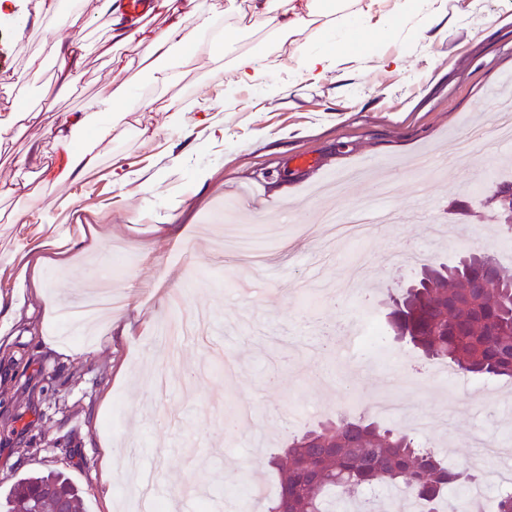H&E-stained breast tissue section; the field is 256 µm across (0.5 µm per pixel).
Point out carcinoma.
<instances>
[{
  "label": "carcinoma",
  "instance_id": "cac0c4a2",
  "mask_svg": "<svg viewBox=\"0 0 512 512\" xmlns=\"http://www.w3.org/2000/svg\"><path fill=\"white\" fill-rule=\"evenodd\" d=\"M512 273L491 254L464 271L431 267L427 285L394 303L391 327L423 357L448 362L462 375L512 378ZM279 474L277 494L255 493L250 512H331L335 498H356L375 486L397 488L426 503L474 480L448 467L409 434L362 416L294 435L269 456ZM83 512L79 488L60 472L21 475L0 498V512H55L60 502Z\"/></svg>",
  "mask_w": 512,
  "mask_h": 512
}]
</instances>
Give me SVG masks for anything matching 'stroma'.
I'll return each mask as SVG.
<instances>
[{"label": "stroma", "instance_id": "obj_1", "mask_svg": "<svg viewBox=\"0 0 512 512\" xmlns=\"http://www.w3.org/2000/svg\"><path fill=\"white\" fill-rule=\"evenodd\" d=\"M29 2L0 15V77L26 84L18 95L0 84V114L17 104L83 111L118 74L98 50L111 34L101 0H79L93 20L82 34L90 52L81 81L58 100L57 61L36 74L25 69L45 24ZM362 42L363 52L319 84L280 56L248 86L206 66L169 90L142 87L155 99L145 116L150 134L118 125L98 168L78 181L44 179L41 167L57 172L63 161L42 126L11 132L0 184H28L29 194L0 196V257L40 239L48 224L73 246L42 264L41 297L15 287L0 264V292L15 296L20 313L0 322L1 494L21 474L55 470L81 488L84 512H130L133 458L152 473V493L169 512H246L250 486L277 491L266 464L273 448L336 419L344 388L361 396L358 412H371L397 377L403 416L384 424L448 419L420 437L423 447L464 465L479 453L472 431L512 443V380L499 383L506 403L486 412L471 408L470 389L449 396L429 360L394 333L351 364L331 337L368 312L388 322L392 296L422 261L467 255L476 239L498 254L505 232L479 227L473 213L496 178L512 180V142L483 148L480 168L457 163L456 145L471 126L496 121L488 91L512 78V0H423L392 31L368 20ZM383 57L399 58V68H378ZM172 96L187 110L178 130L166 126ZM206 108L215 126L196 124ZM34 141L43 145L41 167L15 165ZM369 161L385 166V203L402 219L323 255L316 190ZM117 162L127 183L112 174ZM20 207L32 213L23 226L10 221ZM260 214L268 217L259 226L267 263L250 268L220 242ZM409 247L417 259L402 260ZM358 262L365 300L340 291ZM100 287L124 304L96 319L83 347L59 308ZM249 402L262 405L259 433L228 442V405ZM109 453L116 473L108 479Z\"/></svg>", "mask_w": 512, "mask_h": 512}]
</instances>
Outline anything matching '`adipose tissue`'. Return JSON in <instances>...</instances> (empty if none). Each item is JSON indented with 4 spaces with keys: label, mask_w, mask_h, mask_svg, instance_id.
<instances>
[{
    "label": "adipose tissue",
    "mask_w": 512,
    "mask_h": 512,
    "mask_svg": "<svg viewBox=\"0 0 512 512\" xmlns=\"http://www.w3.org/2000/svg\"><path fill=\"white\" fill-rule=\"evenodd\" d=\"M100 10L111 20L113 46L127 48L130 53L121 63V70L127 72L136 66L148 69L153 83L162 88L176 84L197 52L206 46L212 47L217 56L227 57L224 71L235 81L245 82L257 75L259 55L250 50H233L227 37L215 28L220 16H239L251 29L288 37L291 60L315 81L326 79L331 70L329 58L336 52L355 48L363 33L360 0H225L220 8L201 5L198 0H155L154 12L166 15V26L158 34L150 29L146 17L128 11L125 0H103ZM65 24L74 32V39L65 45L46 38L41 52L27 62L28 68L33 69L42 67L45 59H58L52 89L58 97L67 95L83 76L87 46L80 35L91 20L83 10L74 9L67 13ZM312 28L322 33L342 31L343 39L324 53H312L301 40L302 34ZM151 106V101L132 95L127 82L113 78L105 82L100 94L84 111L58 114L46 123L37 111L14 108L0 118V136L17 125L44 123L46 135L66 156V175L77 179L96 169L98 148L112 135L113 113L137 118L150 111ZM83 128L92 129L93 138L87 146L78 149L74 146V136ZM70 243L69 237L57 233L50 225L40 241L11 254L6 263L18 286H39V268L45 253L64 254Z\"/></svg>",
    "instance_id": "obj_1"
}]
</instances>
